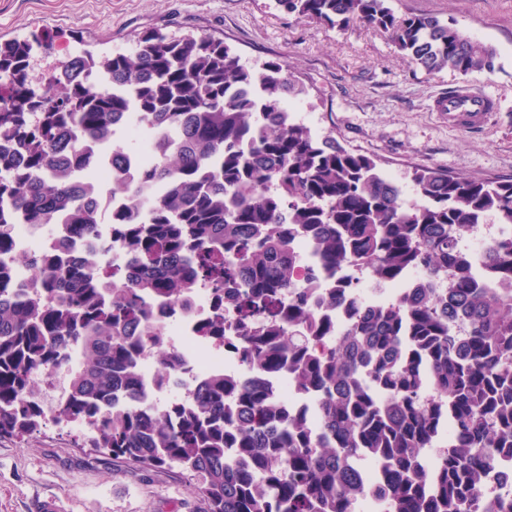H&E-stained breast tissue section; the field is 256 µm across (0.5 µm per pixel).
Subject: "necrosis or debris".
Wrapping results in <instances>:
<instances>
[{"instance_id": "obj_1", "label": "necrosis or debris", "mask_w": 512, "mask_h": 512, "mask_svg": "<svg viewBox=\"0 0 512 512\" xmlns=\"http://www.w3.org/2000/svg\"><path fill=\"white\" fill-rule=\"evenodd\" d=\"M112 237V227L98 225L95 232L87 237L76 238L68 230V217L59 214L58 222L51 233H44L42 226L36 224H16L12 227V249L0 255V264L11 267L13 286L26 289L30 286L25 269L15 266L14 257L19 253H35L44 247L65 243L68 251L80 254L87 265H97L107 255V246ZM351 275L357 283L354 297L363 307L392 303L405 295L407 289L421 284L424 275L415 270L399 282H378L364 270L351 268ZM212 314V295L206 288H199L192 314H182L178 308H169L163 317L164 333L173 347L179 352L182 372L167 389H159L153 378V356L141 359L142 388L137 398H119L117 408L133 410H160L168 400L178 398L189 400L190 391L200 379L221 373L227 376L258 378L267 383L276 399L288 405L289 409L303 413L312 427H319L314 400L298 390L287 372L268 371L258 366H250L230 349L215 346L204 340L198 331L201 322Z\"/></svg>"}]
</instances>
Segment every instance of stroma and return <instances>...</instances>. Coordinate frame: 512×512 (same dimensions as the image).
Here are the masks:
<instances>
[{
    "mask_svg": "<svg viewBox=\"0 0 512 512\" xmlns=\"http://www.w3.org/2000/svg\"><path fill=\"white\" fill-rule=\"evenodd\" d=\"M400 14L456 20L497 51L493 72L430 74L410 65L387 34L341 31L283 12L274 0H0V42L43 31L66 56L132 49L149 31L210 35L243 62H288L308 94L299 104L313 133L376 157L386 171L437 169L477 178H512V0H391ZM460 86L485 92L497 108L482 128L449 125L434 103ZM194 473L173 465L143 469L89 448L75 425L47 423L25 440L0 438V512H34L45 499L59 512H208Z\"/></svg>",
    "mask_w": 512,
    "mask_h": 512,
    "instance_id": "obj_1",
    "label": "stroma"
}]
</instances>
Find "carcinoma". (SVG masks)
<instances>
[{"label": "carcinoma", "instance_id": "carcinoma-1", "mask_svg": "<svg viewBox=\"0 0 512 512\" xmlns=\"http://www.w3.org/2000/svg\"><path fill=\"white\" fill-rule=\"evenodd\" d=\"M276 5L332 28L383 31L429 74L495 69L491 45L453 21L398 15L388 0ZM51 41L0 42V140L12 146L0 155V253L15 221L48 228L63 209L71 234L93 232L98 214L74 180L87 143L112 145L134 117L158 155L110 186L130 202L111 221L120 262L31 253L29 293L0 265V437L23 440L45 424L36 378L64 368L56 423L86 428L90 447L142 468L198 474L209 512H352L358 458L382 471L381 512H512V499L476 494L512 459V231L479 260L460 248L473 224L512 228V180L414 168L408 200L378 160L289 117L307 88L288 63L247 66L212 36L150 32L130 52L70 56L39 78L30 59ZM298 230L333 274L353 264L392 282L421 268L429 280L395 304L354 308L325 343L313 277L295 274ZM202 285L221 302L203 337L225 344L222 302L235 308L239 354L313 394L319 433L261 380L222 374L198 382L191 404L172 402L167 418L113 409L140 391L142 351L158 355V386L177 369L144 299L189 313ZM448 424L454 440L427 470L423 452L441 446Z\"/></svg>", "mask_w": 512, "mask_h": 512}]
</instances>
